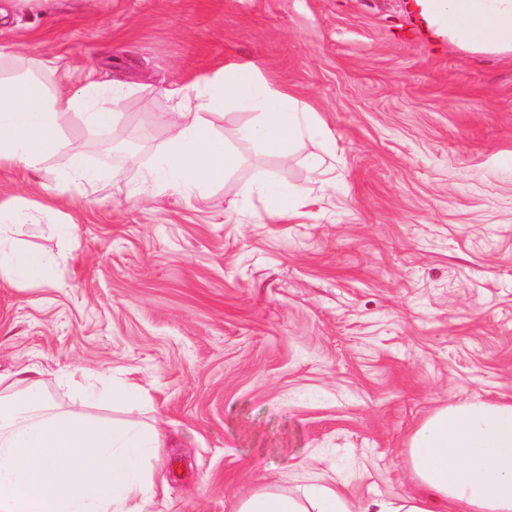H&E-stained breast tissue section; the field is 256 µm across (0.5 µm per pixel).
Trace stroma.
Returning a JSON list of instances; mask_svg holds the SVG:
<instances>
[{
	"label": "stroma",
	"mask_w": 512,
	"mask_h": 512,
	"mask_svg": "<svg viewBox=\"0 0 512 512\" xmlns=\"http://www.w3.org/2000/svg\"><path fill=\"white\" fill-rule=\"evenodd\" d=\"M0 46L19 71L54 60L50 86H125L111 134L63 127L116 172L94 195L64 191L57 157L0 168V203L51 208L16 236L43 281H0V374L38 368L64 409L157 427L152 512L319 475L360 512L414 492L400 450L437 408L512 402L511 57L434 35L414 0H0ZM241 63L316 112L321 149L260 154L231 108L209 117L240 154L223 185L143 184L175 91ZM258 180L295 191L290 214ZM77 366L136 382L141 410L80 405ZM250 190L263 195L269 210L274 215H283L289 212L291 195L268 181H256L250 186Z\"/></svg>",
	"instance_id": "1"
}]
</instances>
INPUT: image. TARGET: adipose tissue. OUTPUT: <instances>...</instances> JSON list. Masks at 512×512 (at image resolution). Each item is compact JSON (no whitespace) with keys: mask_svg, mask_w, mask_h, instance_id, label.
I'll return each mask as SVG.
<instances>
[{"mask_svg":"<svg viewBox=\"0 0 512 512\" xmlns=\"http://www.w3.org/2000/svg\"><path fill=\"white\" fill-rule=\"evenodd\" d=\"M422 19L450 43L489 54H512V0H416ZM236 104L254 119L237 137L288 161L301 144L321 146L328 134L309 109L260 79L252 65L234 66L203 90L178 96L175 118L156 166L144 180L179 192L223 184L238 155L216 137L206 110ZM111 131L118 113L99 86L48 92L34 77H0V168L39 169L64 159L66 181L85 192L110 170L89 166L81 150L64 149L71 114ZM19 212L0 206V280L39 277L42 260L19 249ZM31 377L0 374V512H150L155 480L147 461L159 446L154 426L127 428L60 410ZM402 460L417 487L398 503L375 500L362 512H512V404L450 405L411 435ZM234 512H348L335 484L317 481L292 495L268 485L237 501Z\"/></svg>","mask_w":512,"mask_h":512,"instance_id":"1","label":"adipose tissue"}]
</instances>
